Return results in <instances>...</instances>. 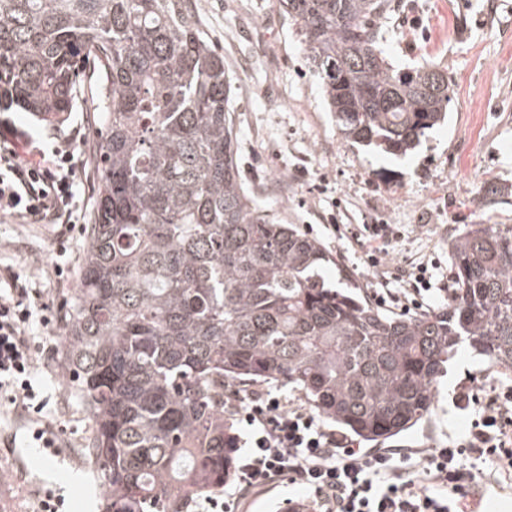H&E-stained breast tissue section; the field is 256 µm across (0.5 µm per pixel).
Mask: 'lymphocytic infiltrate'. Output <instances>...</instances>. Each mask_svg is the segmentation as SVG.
<instances>
[{
  "label": "lymphocytic infiltrate",
  "mask_w": 512,
  "mask_h": 512,
  "mask_svg": "<svg viewBox=\"0 0 512 512\" xmlns=\"http://www.w3.org/2000/svg\"><path fill=\"white\" fill-rule=\"evenodd\" d=\"M79 165L69 138L58 140L40 162L0 146V219L83 223ZM448 290L447 275L422 262L408 287L395 284L373 297L378 305L406 308L447 297ZM59 321L41 289L23 286L12 274L0 279V392L9 393L18 409H30L36 398L35 330ZM454 402L477 413L464 443L429 448L415 458L389 451L364 455L345 433L269 391L234 396L226 405L248 426L246 450L236 459L238 484L227 500H206L205 512H231L240 496L284 478L312 491L322 512H454L459 495L477 480L463 455L495 452L502 467L512 468V383L490 386L482 396L463 385Z\"/></svg>",
  "instance_id": "obj_1"
}]
</instances>
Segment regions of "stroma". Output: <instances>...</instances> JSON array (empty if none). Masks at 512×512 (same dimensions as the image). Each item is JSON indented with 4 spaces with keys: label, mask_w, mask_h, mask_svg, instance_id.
Returning <instances> with one entry per match:
<instances>
[{
    "label": "stroma",
    "mask_w": 512,
    "mask_h": 512,
    "mask_svg": "<svg viewBox=\"0 0 512 512\" xmlns=\"http://www.w3.org/2000/svg\"><path fill=\"white\" fill-rule=\"evenodd\" d=\"M211 43L224 54L232 84L242 183L260 209L296 225L329 254L327 282L340 270L364 295L376 288L356 237L371 226L393 232L392 264L411 269L435 260L448 265V243L467 224L512 225V0H394L384 22L388 57L400 67L437 66L453 90L448 120L429 131L407 155L395 157L344 139L306 59L292 22L278 0H194ZM94 92L82 81L63 123L20 111L0 112V132L23 134L22 159L50 152L54 137L80 127L75 148L80 194L94 205L96 175L90 147L95 130ZM501 187L487 198V185ZM84 225L58 238L50 224L0 220V271L42 288L50 306H64L80 287L86 248ZM69 272L61 280L54 266ZM45 352L33 372L44 407L20 415L0 396V512H32L46 490L65 499L66 512H104L106 490L84 453L90 421L59 367V328L38 338ZM499 374L470 349H459L437 386L431 413L412 429L365 451H413L465 439L474 411L458 410L453 397L466 383L487 387ZM50 423L60 450L44 457L32 433ZM491 499L489 512H512V470L495 458L476 466ZM297 485L279 481L248 493L238 512H282L311 504Z\"/></svg>",
    "instance_id": "35a3bbf8"
}]
</instances>
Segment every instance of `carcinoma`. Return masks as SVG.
Wrapping results in <instances>:
<instances>
[{
  "instance_id": "cac0c4a2",
  "label": "carcinoma",
  "mask_w": 512,
  "mask_h": 512,
  "mask_svg": "<svg viewBox=\"0 0 512 512\" xmlns=\"http://www.w3.org/2000/svg\"><path fill=\"white\" fill-rule=\"evenodd\" d=\"M345 138L403 156L452 101L436 67L388 60L393 0H280ZM90 60L107 90L92 160L98 206L61 366L92 421L105 512H187L232 475L224 392L300 391L366 441L428 416L460 346L512 375V225L448 244L442 310L381 311L242 186L231 84L192 0H0V112L61 121Z\"/></svg>"
}]
</instances>
